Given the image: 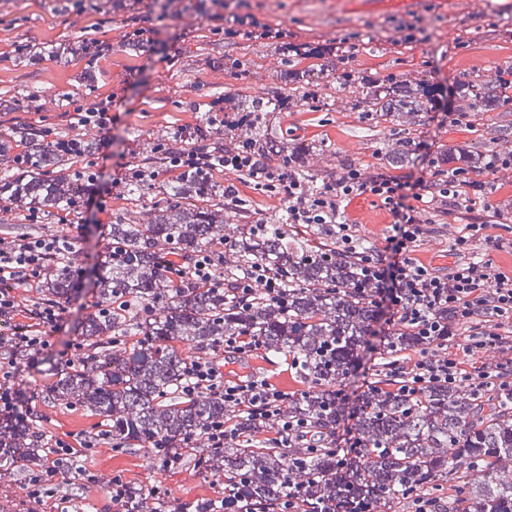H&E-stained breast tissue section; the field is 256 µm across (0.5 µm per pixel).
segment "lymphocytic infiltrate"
<instances>
[{"mask_svg": "<svg viewBox=\"0 0 512 512\" xmlns=\"http://www.w3.org/2000/svg\"><path fill=\"white\" fill-rule=\"evenodd\" d=\"M241 155L240 144L215 150L198 139L182 145L176 166L182 170L208 161L226 167ZM243 169L256 187L284 195L289 223L325 226L327 235L336 241L337 257L359 256L364 278L375 288L387 289L397 323L425 342V349L403 368L397 393L417 395L444 386L476 393L492 384L512 391V275L484 258L457 263L445 274L418 264L413 254L428 234L419 206L422 193L412 192L408 182L381 174L367 176L353 166L314 190L289 168L271 170L247 162ZM367 192L386 204L393 234L389 251L374 249L361 255L356 249L357 236L340 221L339 211L344 200ZM70 246L67 239L35 237L0 244V351L5 354L0 362V415L16 410L14 351H26L32 357L39 354L46 345L47 329L55 327L64 312L57 303L25 308L21 302L24 291L39 287L57 255ZM160 266L169 276L208 286L223 279L211 248L188 256L162 257ZM484 349L499 353L494 367L481 365ZM189 376L187 394L207 395L246 408L257 423L271 425L283 442L319 439L308 423L283 416L281 404L288 394L267 380L227 379L212 356L192 362ZM74 454L65 441L51 444L39 475L26 481L27 512H46L51 496L47 478L67 470Z\"/></svg>", "mask_w": 512, "mask_h": 512, "instance_id": "1", "label": "lymphocytic infiltrate"}]
</instances>
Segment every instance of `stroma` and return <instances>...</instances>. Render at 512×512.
<instances>
[{
    "mask_svg": "<svg viewBox=\"0 0 512 512\" xmlns=\"http://www.w3.org/2000/svg\"><path fill=\"white\" fill-rule=\"evenodd\" d=\"M229 11L256 16L266 26L286 30L292 44L310 43L331 49H349V65L373 76H398L412 72L439 87L441 94L432 110L419 113L415 123L400 127L372 120L365 113L330 104L328 99L296 101L289 109L273 113L271 135L303 145L314 144L321 153L314 164L319 181L335 178L343 164L361 169L364 175L386 172L403 181L433 183V173L443 149L484 141L489 152L512 142V106L493 112H474L455 122V109L447 93L461 73L478 71L492 75L512 67V0H226ZM135 22L143 35L139 47L127 46L123 34L125 14H76L66 0H0V28L12 29L17 41L52 42L92 31L109 47L96 69L85 71L83 63L52 57L27 67L13 66L4 57L9 43H0V80L52 102L49 111L16 112L4 106L0 92V133L11 130L18 119L58 122L63 113L90 107L106 98L112 102V121L102 138L96 161L101 176L92 187L84 219L63 226L72 242L74 266L103 267L108 250V233L125 205L118 184L128 167L143 163V144L162 134H173L210 110L223 107L228 96L248 94L267 97L280 92L283 83V52L279 46L238 38L207 45L203 37L212 23L194 24L161 16L154 0H138ZM414 25V43L396 46L403 25ZM234 56L246 61L242 72L224 68V59ZM404 139L412 157L409 165L383 168L381 150ZM485 187L469 191L470 218L486 223L488 235L512 240V174L483 173ZM224 185L234 186L239 199L227 215L230 221L250 224L255 219L272 220L286 203L278 194L239 181L231 171L219 176ZM498 207L500 216L489 217L488 206ZM342 219L354 225L358 236L370 246L384 247L392 234L391 217L382 201L364 194L351 198ZM435 231L416 251L428 268L447 273L458 259L449 247L448 230L458 224V211L436 210ZM96 311L93 296L67 305L58 327L47 332L44 357L56 362L72 358L80 340L77 326ZM225 378H265L287 392L302 389L298 373L284 355L256 353L239 357L216 349ZM45 381L35 372H19L17 395L34 431L79 444L97 433L102 419L64 407H49L42 401ZM89 473L96 483L71 470L54 474L53 487H66V495L50 498L47 512H124L113 503L110 481L122 476L143 490L160 493L171 512L184 504H198L221 497L224 481L196 470L190 463L178 469H161L140 448L89 450ZM88 473V474H89Z\"/></svg>",
    "mask_w": 512,
    "mask_h": 512,
    "instance_id": "1",
    "label": "stroma"
}]
</instances>
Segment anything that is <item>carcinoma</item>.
<instances>
[{"instance_id": "1", "label": "carcinoma", "mask_w": 512, "mask_h": 512, "mask_svg": "<svg viewBox=\"0 0 512 512\" xmlns=\"http://www.w3.org/2000/svg\"><path fill=\"white\" fill-rule=\"evenodd\" d=\"M283 50L290 54L282 75L288 94L224 99V141L249 140L260 161L290 167L309 184L317 179L310 162L317 148L262 132L270 113L289 108L298 89L315 100L322 91L354 86L359 97L351 109L399 126L412 124L436 101V87L418 75H359L343 54L336 55L330 75L321 65L297 68L304 59L321 57L323 49L286 43ZM99 53L95 38L80 35L47 46L21 42L11 61L27 66L49 54L92 64ZM510 89L501 76L464 73L456 82L455 111L466 116L501 107L512 102ZM242 113L249 114L245 126L237 123ZM19 141L25 143L22 153L14 152ZM96 149L91 130L79 134L71 125L32 124L0 135V224H30L59 210L75 223L83 220L86 192L97 181ZM144 151L151 164L134 166V176L119 188L132 208L110 230L109 247L125 261L89 278L100 309L82 326L83 352L46 370L52 382L43 390V403L105 417L101 434L116 450L144 448L162 462L184 448L199 449L195 466L224 477L241 496L240 512H278L290 493L305 502L303 512H414L421 492L436 503L434 512H460L464 502L476 512H512L511 393L472 397L437 387L406 398L375 384L348 389L367 374L366 361L383 341L396 345L400 355L422 347L400 325L389 332L374 328L383 314L363 284L359 264L336 261L330 236L317 243L303 232L286 235V212L261 229L229 223L224 184L215 180L212 166L155 187L177 151L166 136L146 142ZM443 156L460 181L485 169L491 158L479 143L449 147ZM383 160L404 167L410 152L397 143ZM151 192L154 201L142 204ZM226 242L221 287L172 281L157 268L161 254H191ZM262 260L280 277L286 302L270 305L259 296L243 301L234 295L237 282ZM72 267L73 253L58 255L35 299L69 302L78 287ZM230 336L250 337L268 354L288 351L297 358L310 385L289 398L282 413L321 430L323 447L316 453L260 440L265 428L242 409L183 392L189 364ZM172 341L186 346V355L172 349ZM214 421L239 432L221 450L208 447L206 431ZM34 438L20 414L0 417V441L9 442L0 446V482H17V460L37 459ZM340 442L350 453L339 451ZM127 500L130 512L166 509L161 496L132 485Z\"/></svg>"}]
</instances>
